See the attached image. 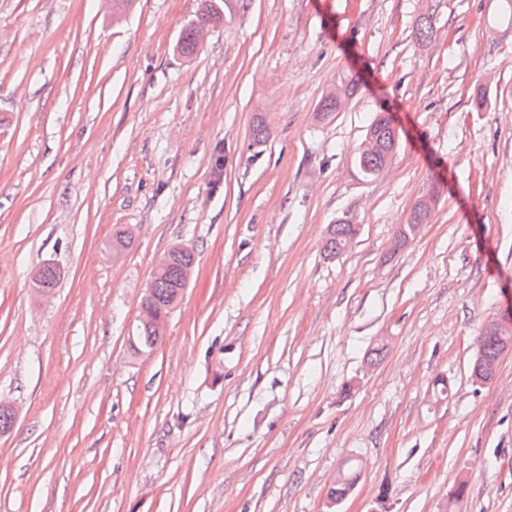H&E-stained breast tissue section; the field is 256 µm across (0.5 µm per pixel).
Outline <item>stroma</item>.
I'll use <instances>...</instances> for the list:
<instances>
[{
  "mask_svg": "<svg viewBox=\"0 0 512 512\" xmlns=\"http://www.w3.org/2000/svg\"><path fill=\"white\" fill-rule=\"evenodd\" d=\"M201 6L0 0V512H512V349L471 376L512 318V0H239L186 57ZM345 75L356 95L318 120ZM380 112L399 144L368 178ZM340 219L359 234L329 257ZM175 244L192 279L132 357ZM427 207L419 202L409 214L406 224H401L394 237L393 251H399L412 242L416 235L415 230L419 224H424L427 219ZM165 254L167 261L164 264L162 258ZM163 255L158 258L155 267L164 265L154 269V280L152 277L143 292L141 314L137 318L141 323L136 326L133 336H129L130 349L135 355L149 354L161 343L166 323L177 308L186 288L184 270L194 263L193 251L180 245L170 247ZM146 300L154 312V321L150 323H143L152 319V313L145 308ZM512 343V330L507 331L506 326L499 329H482L477 343V353L481 358H474L472 364V377L476 381L488 382L496 372L498 359L506 347V342Z\"/></svg>",
  "mask_w": 512,
  "mask_h": 512,
  "instance_id": "35a3bbf8",
  "label": "stroma"
}]
</instances>
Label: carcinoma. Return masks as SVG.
I'll use <instances>...</instances> for the list:
<instances>
[{"label": "carcinoma", "instance_id": "obj_1", "mask_svg": "<svg viewBox=\"0 0 512 512\" xmlns=\"http://www.w3.org/2000/svg\"><path fill=\"white\" fill-rule=\"evenodd\" d=\"M238 0H205V6L196 18L184 29L177 48L184 55H191L200 45V35L224 22L226 15L235 11ZM357 85L348 76L341 77L336 87L322 99L319 117L329 118L337 111L342 101H347L355 94ZM399 135L389 116L380 112L367 129L364 141L356 156L355 163L360 172L367 176L377 175L385 166L390 155L397 148ZM427 219L426 207L417 203L409 214L405 224L401 225L394 237L393 250L406 247L415 239L418 225ZM359 233L357 225L341 219L330 225L324 244V253L335 257L345 251L350 240ZM166 263L153 271L155 287L147 300V305L154 312V321L140 323L136 326L133 336L129 337L131 351L135 355L149 354L161 343L165 326L171 314L177 308L184 290V270L194 263V254L190 249L174 245L167 251ZM61 272L54 265H42L38 269V287L43 291L57 288ZM512 342V331L502 325L498 329H482L477 343L480 357L472 364V377L481 382L490 381L496 372L498 359L506 347ZM357 479L356 469L341 474L336 479V486L331 491V498L340 501L354 486Z\"/></svg>", "mask_w": 512, "mask_h": 512}]
</instances>
